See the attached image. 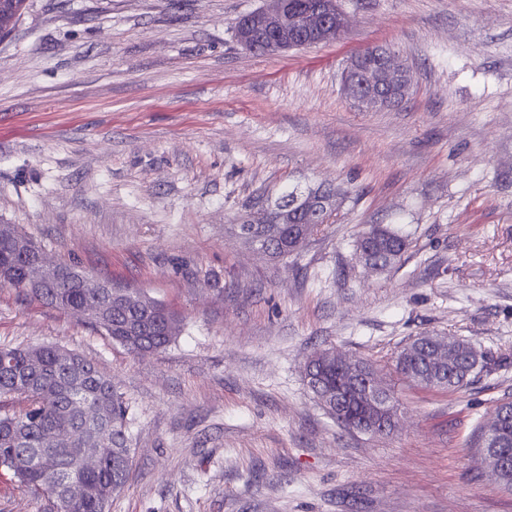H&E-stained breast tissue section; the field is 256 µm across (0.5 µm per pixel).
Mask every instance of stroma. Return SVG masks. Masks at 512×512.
Instances as JSON below:
<instances>
[{
	"instance_id": "1",
	"label": "stroma",
	"mask_w": 512,
	"mask_h": 512,
	"mask_svg": "<svg viewBox=\"0 0 512 512\" xmlns=\"http://www.w3.org/2000/svg\"><path fill=\"white\" fill-rule=\"evenodd\" d=\"M264 0H26L0 41V224L52 262L140 290L182 321L134 355L0 289V347L93 360L133 408L129 482L110 512H512L479 426L512 400V0H341L342 39L268 56L235 19ZM389 48L411 95L343 91ZM344 189L335 223L270 261L241 217L288 190ZM410 241L373 272L365 225ZM486 367L456 391L395 370L422 333ZM332 351L369 362L396 427L351 432L309 391ZM0 512H53L0 475Z\"/></svg>"
}]
</instances>
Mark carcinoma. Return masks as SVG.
Listing matches in <instances>:
<instances>
[{
    "mask_svg": "<svg viewBox=\"0 0 512 512\" xmlns=\"http://www.w3.org/2000/svg\"><path fill=\"white\" fill-rule=\"evenodd\" d=\"M237 228L245 245L275 261L290 256V236L305 225L282 224L275 238L263 225L250 226L247 234L245 225ZM365 234L372 266L380 270L400 263L409 248L407 237L381 224L369 225ZM19 243L43 252L16 225L0 224V288L69 312L132 353L163 350L181 332V319L163 303L105 280L90 287L89 274L66 262L57 264L58 287H31L35 270L28 256L17 250ZM456 343L454 359L440 373L431 365V356L441 348L433 335L417 347H404L396 371L426 387L459 389L468 384L474 365L484 367L485 357L462 339ZM369 368L366 363L350 367L319 352L308 360L305 379L334 416L329 393ZM347 392L344 414L356 423L372 420L373 413L357 390ZM16 401L19 408H6ZM502 406L504 417L480 426L478 447L512 448V401ZM129 412L112 378L71 350L48 344L0 348V471L32 492L47 495L56 512H107L112 495L126 486L132 466ZM86 448H107L109 453L87 468L81 461Z\"/></svg>",
    "mask_w": 512,
    "mask_h": 512,
    "instance_id": "carcinoma-1",
    "label": "carcinoma"
}]
</instances>
